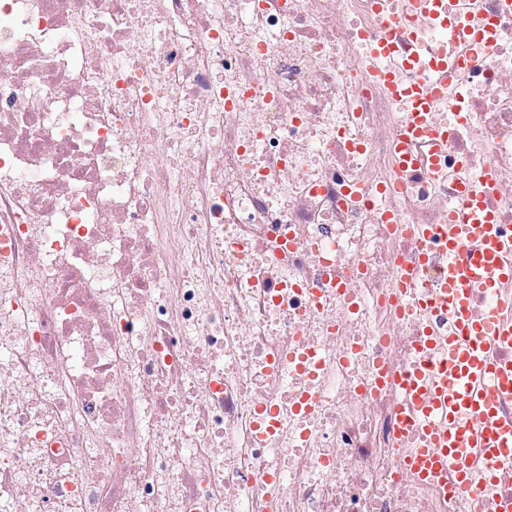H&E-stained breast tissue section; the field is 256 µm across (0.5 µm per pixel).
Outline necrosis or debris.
I'll list each match as a JSON object with an SVG mask.
<instances>
[{"instance_id": "4bbe7bcc", "label": "necrosis or debris", "mask_w": 512, "mask_h": 512, "mask_svg": "<svg viewBox=\"0 0 512 512\" xmlns=\"http://www.w3.org/2000/svg\"><path fill=\"white\" fill-rule=\"evenodd\" d=\"M489 169L512 233V0H0V512H495L401 465L394 298ZM386 83L395 94L407 97L411 102V109L408 112H414V114L412 115L413 120L404 128L406 136L413 134L437 141H445L447 139V131L431 126L426 120V112H429L433 99V93L427 86L421 84H400L391 75L386 76Z\"/></svg>"}]
</instances>
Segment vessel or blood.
<instances>
[{
    "instance_id": "obj_1",
    "label": "vessel or blood",
    "mask_w": 512,
    "mask_h": 512,
    "mask_svg": "<svg viewBox=\"0 0 512 512\" xmlns=\"http://www.w3.org/2000/svg\"><path fill=\"white\" fill-rule=\"evenodd\" d=\"M389 87L411 103L413 116L405 134L447 139V131L426 120L433 99L427 86L393 81ZM469 212V223L441 228L448 240V277L435 295L420 292L414 269L403 267L397 273L398 286L412 304L422 307L435 300L453 317L448 335L418 343L419 351L436 355L437 364H413L399 380L406 398L403 429L420 432L425 441L404 458L403 466L429 481L449 464L462 465L474 456L491 473L512 467V418L503 417L496 405L499 395H512V360L492 359L495 350L512 346V321H503L500 313L480 321L471 311L474 289L498 293L512 284V234L496 224L482 191L470 194ZM470 237L476 246L461 255L460 244Z\"/></svg>"
}]
</instances>
